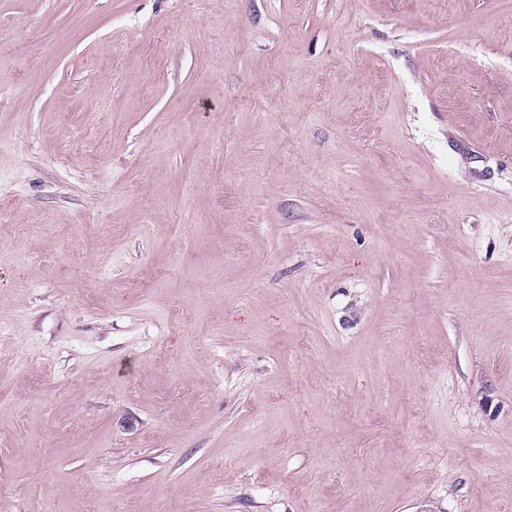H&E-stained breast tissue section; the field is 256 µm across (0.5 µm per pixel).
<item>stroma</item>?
Returning <instances> with one entry per match:
<instances>
[{"label":"stroma","instance_id":"35a3bbf8","mask_svg":"<svg viewBox=\"0 0 512 512\" xmlns=\"http://www.w3.org/2000/svg\"><path fill=\"white\" fill-rule=\"evenodd\" d=\"M0 512H512V0H0Z\"/></svg>","mask_w":512,"mask_h":512}]
</instances>
